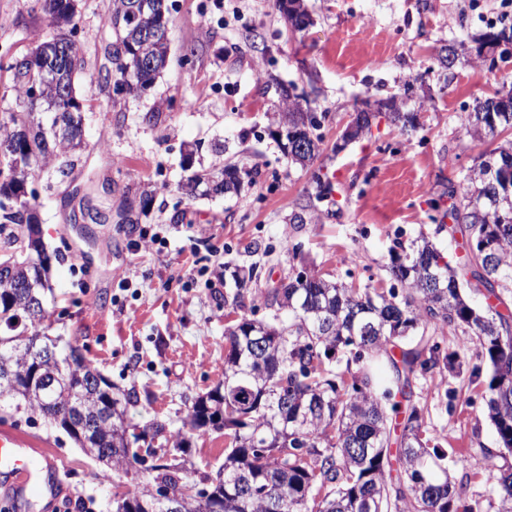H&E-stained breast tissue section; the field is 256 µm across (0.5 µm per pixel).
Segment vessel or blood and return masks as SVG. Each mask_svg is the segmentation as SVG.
<instances>
[{
	"mask_svg": "<svg viewBox=\"0 0 512 512\" xmlns=\"http://www.w3.org/2000/svg\"><path fill=\"white\" fill-rule=\"evenodd\" d=\"M0 477L9 482L14 500L41 498L58 503L65 491L58 464L45 455H34L24 442L10 432L0 433Z\"/></svg>",
	"mask_w": 512,
	"mask_h": 512,
	"instance_id": "vessel-or-blood-1",
	"label": "vessel or blood"
}]
</instances>
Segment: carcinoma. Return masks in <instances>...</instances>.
I'll return each instance as SVG.
<instances>
[{
    "label": "carcinoma",
    "mask_w": 512,
    "mask_h": 512,
    "mask_svg": "<svg viewBox=\"0 0 512 512\" xmlns=\"http://www.w3.org/2000/svg\"><path fill=\"white\" fill-rule=\"evenodd\" d=\"M71 0H43L42 9L56 28L70 26L74 36L68 57L80 61L76 26L69 25ZM130 0H113L108 19L116 41L102 66L105 75L128 92L144 91L165 69L169 45L159 39L136 40L127 46L131 29L153 28L168 15L167 0H154V13L131 22ZM303 5L288 15L295 32L307 28ZM12 74L21 110L0 119V150L20 151L22 169L12 158L0 159V227L16 225L21 236H11L0 250V266L16 265L23 271L0 272V339L16 338L20 347L5 361L15 385L0 386L13 400V411L31 419L53 420V410L79 406L87 413L86 426L101 442L84 452L115 473L130 477L125 498L153 508L149 487L166 482L183 489L184 463L165 460L145 463L136 452L127 455L121 433L128 407L137 403L135 391L114 393L111 385L96 391L89 379L97 366L80 357L81 376L70 372L68 347L56 359L34 363L25 335L48 340L51 314L43 309L32 322L23 308L33 300L47 301L52 259L63 254L47 251L27 228L26 214L35 211L38 195L24 184L38 172L49 178L68 177L72 157L83 147L81 123H72L71 100L51 87L55 110L46 116L31 97L40 90L37 69L15 57L0 69ZM277 126L286 128L300 111L299 97L282 95ZM462 126L483 143L503 131H512V87L492 96L478 97L464 113ZM237 168L224 167L208 176L196 174L187 187L205 185L202 194L225 193V177ZM453 204L448 212V234L461 235L474 248L452 262L429 240L410 251L397 253L389 269L400 288H347L317 274L281 282L268 294L277 308L264 323L268 344L259 352L251 347L259 334L247 314L225 329L224 384L197 397L189 408L186 425L191 431L224 428L228 445L224 464L205 477L211 493L204 502L183 498L182 512H475L463 488L448 475V449L429 433L424 409L413 402V383L436 371L457 376L469 371V383L487 378L482 398L500 448L512 453V309L503 294L512 290V142L479 155V163L448 186ZM487 291L496 305H473L467 291ZM462 328L469 336L471 355L462 360L439 333ZM54 341L62 342L56 336ZM386 359L391 374L377 380L368 361ZM52 379L50 386L37 376ZM118 403L115 415L98 422L99 407ZM401 429L398 455L391 452V429L398 415ZM255 436L270 447L254 448ZM497 497V512H512V468L487 466Z\"/></svg>",
    "instance_id": "1"
}]
</instances>
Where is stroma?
Segmentation results:
<instances>
[{
	"label": "stroma",
	"instance_id": "35a3bbf8",
	"mask_svg": "<svg viewBox=\"0 0 512 512\" xmlns=\"http://www.w3.org/2000/svg\"><path fill=\"white\" fill-rule=\"evenodd\" d=\"M169 2L168 67L146 92L118 98L112 83L85 82L115 39L112 0H79L84 70L75 87L87 147L67 181L42 174L35 188L43 241L65 256L51 269L53 335L113 385L135 389L128 422L174 431L194 398L224 380L238 267L255 266L247 304L252 318L266 320L267 289L303 270L386 288L392 255L422 233L445 257L465 255L464 240L432 222L431 204L476 162L481 149L459 116L501 90L504 72L481 63L456 66L449 77L438 54L512 26V0H305L312 23L300 33L288 29L275 0ZM50 30L41 0H0L1 58L25 55ZM286 87L324 116L323 151L305 167L269 132ZM427 92L433 101L418 111L416 129L381 115L370 134L337 150L357 100L395 96L418 110ZM228 165L241 172L240 194L194 198L182 190L188 172ZM318 172L334 184L329 198L317 196ZM312 207L320 223H294ZM129 210L139 219L132 234L119 226ZM145 235L159 244L144 247ZM482 391L445 372L414 384L431 433L453 450L452 482L467 486L481 512H495L486 468L498 444ZM1 431L58 458L72 497L111 512L115 482L63 431L0 410ZM188 439L184 476L197 483L223 464L224 435L194 431Z\"/></svg>",
	"mask_w": 512,
	"mask_h": 512
}]
</instances>
